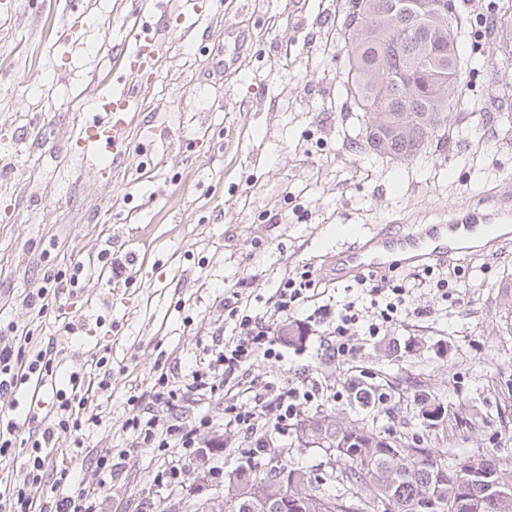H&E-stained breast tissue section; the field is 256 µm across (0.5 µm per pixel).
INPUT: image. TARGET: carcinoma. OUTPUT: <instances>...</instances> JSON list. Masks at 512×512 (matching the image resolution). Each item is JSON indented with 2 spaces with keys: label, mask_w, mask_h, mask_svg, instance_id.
Masks as SVG:
<instances>
[{
  "label": "carcinoma",
  "mask_w": 512,
  "mask_h": 512,
  "mask_svg": "<svg viewBox=\"0 0 512 512\" xmlns=\"http://www.w3.org/2000/svg\"><path fill=\"white\" fill-rule=\"evenodd\" d=\"M427 17L401 0H351L343 38L348 47L347 92L362 113V135L379 154L407 160L436 138L461 98L463 61L457 50L462 17L455 0H424ZM288 343L304 341L303 327L279 330ZM360 434L362 447H339L346 431ZM300 448L331 451L334 464L314 474L302 466L277 464L265 470L242 466L240 478L283 497L288 487L279 474L288 470L295 485L321 506V512H415L418 498L444 501V512H459L465 494L458 474L496 461V479L512 487V470L495 454L442 458L433 446L397 435L381 436L376 425L349 427L318 413L305 414L295 428Z\"/></svg>",
  "instance_id": "carcinoma-1"
}]
</instances>
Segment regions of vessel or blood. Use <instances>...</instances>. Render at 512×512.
Returning <instances> with one entry per match:
<instances>
[{"label": "vessel or blood", "mask_w": 512, "mask_h": 512, "mask_svg": "<svg viewBox=\"0 0 512 512\" xmlns=\"http://www.w3.org/2000/svg\"><path fill=\"white\" fill-rule=\"evenodd\" d=\"M165 24L146 26L134 40L132 55L142 66H154ZM245 49L243 40L221 49L216 68L222 72L237 67ZM127 90L114 94L84 124L78 139L79 155L86 165L128 154L130 131L127 114L133 88L142 84L140 69L126 74ZM499 204L490 211L466 205L455 207L439 224H379L367 232L348 230L343 247L333 256L338 278L366 274L386 275L397 270H419L463 262L474 256L498 253L512 244V184L502 183Z\"/></svg>", "instance_id": "b4317fda"}]
</instances>
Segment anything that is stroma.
<instances>
[{"label": "stroma", "instance_id": "35a3bbf8", "mask_svg": "<svg viewBox=\"0 0 512 512\" xmlns=\"http://www.w3.org/2000/svg\"><path fill=\"white\" fill-rule=\"evenodd\" d=\"M121 0H0V326L34 331L65 360L57 378L79 371L83 352L112 353L108 412L85 431L86 446L122 448L130 401L147 388L160 354L189 367L200 345L230 331L224 289L241 284L267 308L279 277L312 265L329 281L331 313L360 296L354 280L326 268L338 230L391 221L447 218L456 206L496 202L512 180V75L499 69L502 27L493 0H458L465 26L483 17L491 40L462 45L464 113L448 118V143L400 161L375 154L346 93L344 21L350 0H199L200 13L168 11L155 69L143 72L129 158L86 166L73 142L100 96L123 89L129 60L114 64L126 39ZM246 33L239 73L214 75L212 56L227 26ZM116 256L150 252L125 276L88 275L62 311L77 330L55 327V311L25 304L50 269L96 265L101 242ZM512 251L456 266L446 291L414 289L394 322L359 329L340 359L319 339L277 345L280 359L258 360L253 375L288 387L319 382L312 403L340 422L376 421L382 434L436 437L440 451H489L512 461ZM429 385L444 417L430 424L405 379ZM375 392L355 402L356 387ZM249 443L228 430L222 448L186 461L182 484L154 486V448L139 451L104 512H186L224 489ZM220 466L213 474L212 466Z\"/></svg>", "mask_w": 512, "mask_h": 512}]
</instances>
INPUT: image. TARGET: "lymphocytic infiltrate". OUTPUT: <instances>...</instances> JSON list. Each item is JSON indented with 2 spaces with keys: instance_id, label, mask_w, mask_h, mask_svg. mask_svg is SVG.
Segmentation results:
<instances>
[{
  "instance_id": "f902f5d3",
  "label": "lymphocytic infiltrate",
  "mask_w": 512,
  "mask_h": 512,
  "mask_svg": "<svg viewBox=\"0 0 512 512\" xmlns=\"http://www.w3.org/2000/svg\"><path fill=\"white\" fill-rule=\"evenodd\" d=\"M86 276L80 262L47 274L44 286L27 295L26 301L39 313H47L62 294H76ZM327 288V282L306 266L281 276L272 307L263 311L253 309L250 296L230 290L224 298L234 323L230 335L196 354L185 383L173 381L170 362L155 365L150 388L137 396L126 420L125 430L130 435L126 448L116 454L108 448L97 451L96 480L88 486L74 485L70 469L57 466L53 450L66 437L74 452L84 453L82 430L104 417L94 399L108 387L99 372L111 365L110 354L95 352L89 370L71 373L68 388L56 390L49 413H41L40 403L32 401L25 418L20 419L15 394L29 390L32 383L55 380L60 363L53 345L34 346L33 330L10 327L7 343L0 346V397L11 399L9 414L0 416V457L8 456L13 448L20 421H27L30 429L26 458L19 470L22 483L0 496V512H102L103 498L112 492L117 464L129 463L139 449L169 450L170 458L159 466L154 483L161 488L174 487L181 475L178 458L198 447L202 432L217 434L230 426L253 435L268 427L287 431L289 420L314 400L315 389L305 380L300 386L276 391L269 382L253 376L250 368L258 359L278 358L275 332L297 314L326 324L320 340L324 350L337 357L348 354L346 339L364 322L363 314L349 301L338 316H330L327 306L320 303ZM219 399L224 402L223 412L210 413L211 404ZM186 401L201 408L198 418L188 420L181 415Z\"/></svg>"
}]
</instances>
